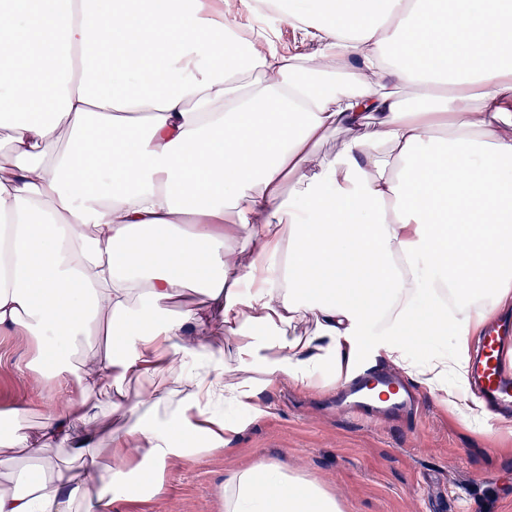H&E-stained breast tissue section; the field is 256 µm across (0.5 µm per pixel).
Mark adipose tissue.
<instances>
[{
  "instance_id": "1",
  "label": "adipose tissue",
  "mask_w": 512,
  "mask_h": 512,
  "mask_svg": "<svg viewBox=\"0 0 512 512\" xmlns=\"http://www.w3.org/2000/svg\"><path fill=\"white\" fill-rule=\"evenodd\" d=\"M241 3L0 0V327L35 341L54 391L37 427L7 414L0 512L158 497L168 469L244 431L265 387L342 381L375 330L463 422L489 419L448 376L512 306V0H270L316 45L294 56L267 33L238 42L258 13ZM339 56L358 62L346 86L308 82ZM101 334L111 349L78 357ZM439 336L453 353L408 357ZM107 379L132 422L103 445L75 424ZM64 447L79 467L51 456ZM224 512L342 509L260 460L225 480ZM352 136V133L344 129L331 134L317 149L310 163V170H315L324 157L337 154Z\"/></svg>"
}]
</instances>
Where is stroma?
Segmentation results:
<instances>
[{
  "label": "stroma",
  "mask_w": 512,
  "mask_h": 512,
  "mask_svg": "<svg viewBox=\"0 0 512 512\" xmlns=\"http://www.w3.org/2000/svg\"><path fill=\"white\" fill-rule=\"evenodd\" d=\"M33 356L32 344L0 332V412L46 393L26 368ZM342 392L270 385L230 451L188 460L166 473L161 499L119 502L115 512H222L225 479L260 458L287 461L336 495L343 512H512V420L464 424L422 388L416 415L367 422L351 417Z\"/></svg>",
  "instance_id": "obj_1"
}]
</instances>
